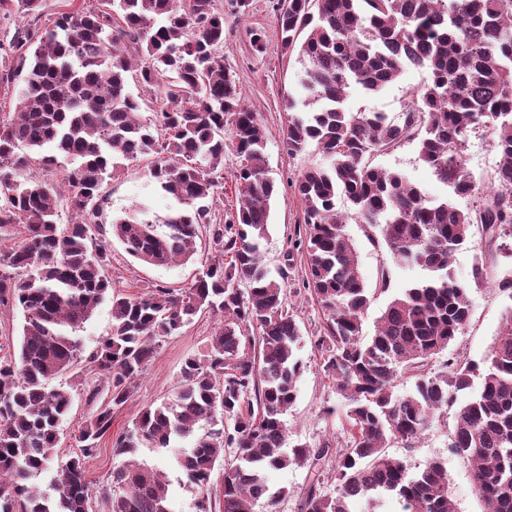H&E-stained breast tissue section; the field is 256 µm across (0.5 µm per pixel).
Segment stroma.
<instances>
[{"label":"stroma","instance_id":"35a3bbf8","mask_svg":"<svg viewBox=\"0 0 512 512\" xmlns=\"http://www.w3.org/2000/svg\"><path fill=\"white\" fill-rule=\"evenodd\" d=\"M245 14H238L230 0H217L224 12V43L218 49L224 63L236 72L242 99L258 113L266 132L267 173L276 182L279 194L270 215V229L263 246V260L271 273H278L284 266L288 241L302 218V206L291 188L292 182L308 167L319 163L321 156L315 150L291 157L280 146L281 131L288 114L284 102L291 95H300L298 76L302 65L296 58L284 55L275 23L270 0H249ZM260 35L261 48L252 45L253 35ZM424 71L407 69L400 79L386 86L377 94H364L361 88H350L345 100L349 111L361 107L386 113L389 119H398L401 102L424 81ZM498 161L496 137L488 131L471 137L464 154V163L480 184L490 182V176ZM375 164L397 171L416 183L429 198L446 195V188L436 181L430 170L418 156L415 144H406L395 150L375 156ZM106 203L103 224H111L113 218L125 211L143 205L151 214L165 215L175 202L166 196L150 174V166L143 160L125 162L116 176L104 189ZM345 232L354 245L360 271L368 286H375L383 266L389 265L387 250L373 244L366 235L364 225L348 221ZM208 241L198 244V251L191 260L169 267L155 268L130 257L119 242H112V282L123 292L135 294L149 283L180 288L190 283L202 267L208 253ZM482 257L479 237H472L454 254L450 269L461 282L469 284L471 318L464 332L448 347L451 355L461 354L473 360H481L492 345L503 321L512 306V298L501 292L494 281L481 287H473L472 269ZM303 265H296L290 272L285 290L287 299L294 305L302 329L298 355L305 370L297 383L296 400L285 417L288 444L303 442L312 446L323 442L343 445L347 439L343 398L334 383L325 375L320 351L314 345V335L324 322L319 306L307 295L302 280ZM216 321L210 315H202L181 333L163 341L147 366L134 396L112 419V430L99 442L96 454L86 463L87 477L94 483L106 484L113 467L118 463L112 448L116 436L131 428L138 411L145 405L160 403L168 397L180 379L185 358L207 345ZM112 329L109 302H102L76 334L80 338L84 355L74 365L83 375L88 386L105 388L104 378L90 374L86 356ZM98 408L82 394L75 395L70 417L63 425L60 448L54 468L41 473L34 480L41 491H49L57 471L77 446L76 436L81 424ZM453 419L443 416L434 420L424 434L412 446L391 445V456L401 459L409 470H417L431 460L445 462L448 480L456 512H483L484 505L473 491L469 466L463 458L454 455L448 447V433ZM138 458L161 470L168 483V498L172 512H196L198 492L190 485L175 463L169 448H140Z\"/></svg>","mask_w":512,"mask_h":512}]
</instances>
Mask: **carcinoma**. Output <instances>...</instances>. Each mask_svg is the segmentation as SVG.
<instances>
[{"label": "carcinoma", "mask_w": 512, "mask_h": 512, "mask_svg": "<svg viewBox=\"0 0 512 512\" xmlns=\"http://www.w3.org/2000/svg\"><path fill=\"white\" fill-rule=\"evenodd\" d=\"M42 0H0L30 27L0 42V86L25 73L18 109L0 112V306L23 314L16 357L0 359V512H170L164 475L138 460L143 446L176 449L197 512H213L211 474L224 449L221 512H276L295 495L297 512H379L392 495L402 512H456L440 460L411 472L390 456L454 409L448 448L465 458L486 512H512V307L487 358L431 360L467 326L468 286L450 272L455 251L478 230L484 257L512 259V0H277L286 55L303 65V97H288L282 146L288 156L313 146L324 163L301 173L294 194L303 225L287 263L273 276L262 259L278 190L266 173V134L241 98L236 73L215 48L224 43L216 0H96L47 20ZM407 68L426 80L402 104V118L344 107L348 89L376 93ZM155 120L138 121L144 94ZM238 158L234 208L212 223L224 168V128ZM497 135L499 160L482 189L466 169L470 137ZM417 145L438 182L475 204L432 200L398 172L373 164L381 151ZM147 159L157 185L178 207L152 217L136 207L112 220V237L151 266L188 261L209 235L211 256L186 288L149 284L136 294L112 289L109 242L100 224L104 185L122 161ZM59 171L61 178L46 176ZM349 201L354 213L341 209ZM66 221H60L61 209ZM386 247L397 267L423 276L390 298L375 332L364 336L371 300L388 292L390 270L367 286L345 233L349 219ZM305 258L303 285L326 320L316 337L323 370L345 400L348 438L338 448L295 444L284 451V417L305 366L302 331L287 306L294 253ZM112 331L88 357L110 396L79 431L80 453L46 496L30 480L52 463L79 384L51 382L82 354L74 333L103 301ZM219 316L207 353L184 361L171 397L137 414L115 441L123 460L110 483L91 484L86 459L134 395L162 339L204 314ZM414 378L399 395V373ZM478 384L477 393L458 403ZM308 470L296 494L271 490L267 472ZM336 496L322 492L325 475Z\"/></svg>", "instance_id": "carcinoma-1"}]
</instances>
